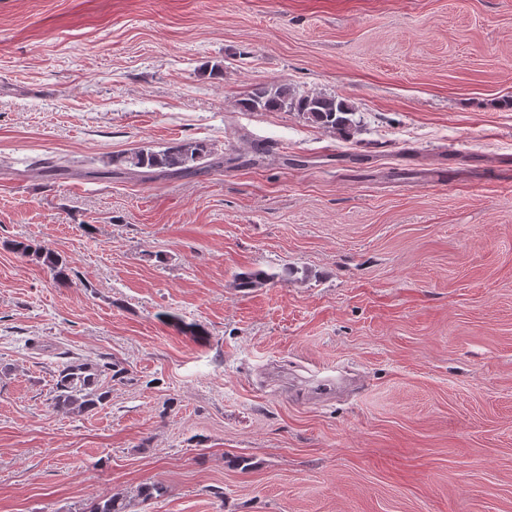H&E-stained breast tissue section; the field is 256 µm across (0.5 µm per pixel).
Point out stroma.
<instances>
[{
  "label": "stroma",
  "instance_id": "stroma-1",
  "mask_svg": "<svg viewBox=\"0 0 512 512\" xmlns=\"http://www.w3.org/2000/svg\"><path fill=\"white\" fill-rule=\"evenodd\" d=\"M272 83L350 137L240 108ZM182 140L224 167L95 175ZM101 354L107 405L50 407ZM157 482L149 512H512V0H0V512ZM251 112L293 111L320 128L347 137L353 127V108L343 100L321 94L296 96L288 84L257 85L240 100ZM12 247L16 253L24 257H36V259L42 260L53 277V279L59 284H67L70 280L69 268L65 261L41 247L25 241L14 240L12 241Z\"/></svg>",
  "mask_w": 512,
  "mask_h": 512
}]
</instances>
